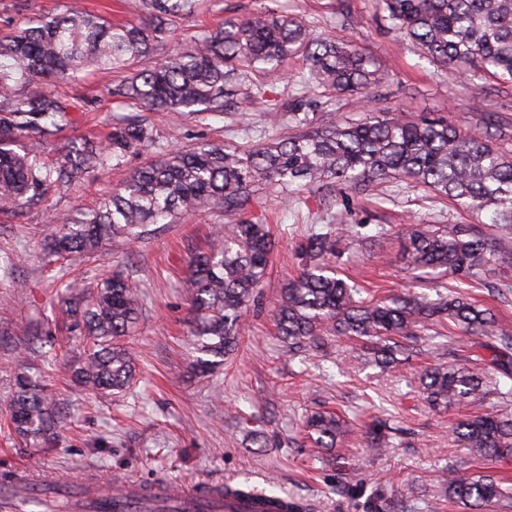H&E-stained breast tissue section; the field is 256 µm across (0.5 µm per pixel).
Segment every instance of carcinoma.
Listing matches in <instances>:
<instances>
[{
    "label": "carcinoma",
    "instance_id": "obj_1",
    "mask_svg": "<svg viewBox=\"0 0 512 512\" xmlns=\"http://www.w3.org/2000/svg\"><path fill=\"white\" fill-rule=\"evenodd\" d=\"M199 0H134L141 23L124 24L75 10L44 16L0 39V212L19 207L53 183L75 186L95 171L124 166L129 157L154 149L157 158L112 189L99 207L53 222L45 249L59 259L90 253L107 240L136 241L151 224H170L217 206L246 214L255 193L285 194L300 204L306 196L332 201L347 190L371 192L383 184L422 188L435 197L485 214L486 224H406L405 259L417 277L448 276L458 285L480 279L486 268L512 265V151L497 145L494 112L481 113L484 132L469 134L440 118L408 121L384 108L355 122L335 118L330 94L370 97L382 80L380 65L356 43L320 32L302 17L264 8L248 17L226 18L189 46L156 58V47L172 40V19L192 14ZM387 28L410 42L448 74L473 80L512 81V0H378ZM305 69L295 84L306 102L274 113L288 136L252 139L248 144L208 143L191 151L162 146L145 118L119 119L104 142L82 137L68 143L52 166L36 161L63 129L75 124L81 106L61 100L48 83L70 80L87 65L99 70L136 67L112 87L116 99L133 100L147 112L221 115L224 104L269 101L268 94L292 59ZM345 248L332 225L301 246L303 269L281 289L278 332L296 352L318 349L332 336L363 340L382 367L410 359L422 333L449 324L480 338L487 350L466 365L438 363L420 384L428 403L451 411L490 395L512 394V331L493 310L464 291L431 300L404 292L387 301L367 300L361 289L339 277L336 259ZM272 238L254 215L215 231L204 251L188 250L185 278L192 319L195 367L201 374L222 366L239 344L244 310L265 282ZM142 294L131 274L118 270L87 289L76 277L60 291L53 319L69 323L85 340L83 357L72 367L74 382L87 390L115 394L130 384L134 365L125 340L136 327ZM53 392L39 377L16 381L10 423L38 446L60 423ZM346 421L316 411L305 422L319 448H334ZM393 427L383 419L366 431L370 450L390 446ZM454 441L473 460L512 463V414L499 410L459 421ZM448 502L460 512L512 499L495 473L454 470L444 480ZM230 494L269 501L273 489L207 488L203 498Z\"/></svg>",
    "mask_w": 512,
    "mask_h": 512
}]
</instances>
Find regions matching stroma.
I'll return each mask as SVG.
<instances>
[{
  "label": "stroma",
  "instance_id": "stroma-1",
  "mask_svg": "<svg viewBox=\"0 0 512 512\" xmlns=\"http://www.w3.org/2000/svg\"><path fill=\"white\" fill-rule=\"evenodd\" d=\"M282 5L319 29L355 40L386 71L374 94L397 113L413 119L446 115L468 133L478 132L480 113L495 112L512 123V82L471 81L448 76L421 57L407 41L375 17L374 0H217L215 8L176 23V38L190 42L225 17L244 16L262 6ZM87 9L108 20L138 22L129 0H0V38L28 19L68 9ZM122 72L84 68L78 79L53 84L63 100L83 105L78 121L62 130L54 148L41 154L54 164L65 146L79 137L104 135L113 117L138 107L112 97ZM266 103L239 105L224 119L180 118L153 112L161 144L192 149L220 141L226 127H272ZM275 128V127H272ZM287 135V127L275 128ZM153 155L131 156L125 167L89 174L66 188L46 186L21 215L0 214V250L12 253L13 278H0V475L16 470L43 471L85 494L94 479L150 483L164 481L177 492L208 484L276 483L289 497L306 501L311 512H458L443 493L448 472L490 470L512 477V464L470 461L457 445L451 426L464 416L491 408L512 411V398L493 397L451 412L433 410L422 399L420 366L464 358L470 337L420 336L411 364L387 371L369 363L358 342L334 337L325 350L292 352L278 336L272 318L280 289L297 275L299 248L312 228L334 223L380 224L382 235L352 237L338 261L343 277L376 290L379 298L412 289L402 254L404 225L476 223L477 215L422 190L383 185L374 195L355 192L333 207L299 205L263 194L258 203L275 237L270 274L261 296L244 318L241 341L224 368L203 376L191 366L189 305L183 292L186 250L204 247L218 224H234L236 214L211 208L172 224L155 225L136 242L116 240L92 255H73L69 266L94 283L114 269L133 271L143 296V312L131 337L136 376L123 393L102 397L76 386L67 369L83 353L79 339L49 320L56 305L50 285L59 264L48 256L44 239L52 218L94 207L113 185ZM472 295L512 326V266L489 270ZM498 295H489V288ZM39 375L55 392L64 421L42 447L26 445L6 422V409L19 376ZM317 409L337 412L351 423L339 447L314 448L303 441L305 417ZM384 419L393 428L392 445L374 454L364 427Z\"/></svg>",
  "mask_w": 512,
  "mask_h": 512
}]
</instances>
